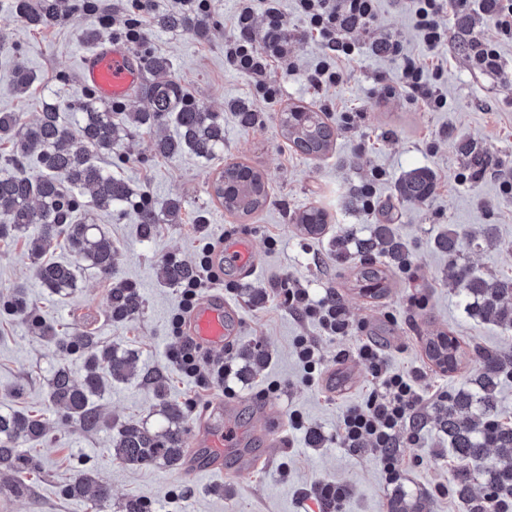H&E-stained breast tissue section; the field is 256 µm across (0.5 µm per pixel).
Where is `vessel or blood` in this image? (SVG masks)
<instances>
[{
	"mask_svg": "<svg viewBox=\"0 0 512 512\" xmlns=\"http://www.w3.org/2000/svg\"><path fill=\"white\" fill-rule=\"evenodd\" d=\"M142 76L134 51L116 39L100 42L81 58L82 86L106 102L131 98ZM232 317L233 311L223 298L211 297L198 303L186 323V332L197 344L221 349L232 337Z\"/></svg>",
	"mask_w": 512,
	"mask_h": 512,
	"instance_id": "vessel-or-blood-1",
	"label": "vessel or blood"
}]
</instances>
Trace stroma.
<instances>
[{
	"label": "stroma",
	"instance_id": "stroma-1",
	"mask_svg": "<svg viewBox=\"0 0 512 512\" xmlns=\"http://www.w3.org/2000/svg\"><path fill=\"white\" fill-rule=\"evenodd\" d=\"M98 15L76 13L46 30L25 26L11 7L0 0V39L17 44L19 55L0 53V112L22 113L32 122L42 100L66 104L79 94V64L89 46L85 29L125 17L129 0H104ZM208 28L204 33L172 32L147 27L151 52L171 60V78L210 111L224 118V151L211 160L186 153L174 159L155 154L153 137L139 133L109 162L113 174L147 190L156 207L168 199L186 203L182 220L160 225L152 243L141 242L133 213L93 211L89 222L101 225L117 249L114 271L103 276L82 267L75 290L56 295L43 288L34 274L27 250L19 244L0 243V298L14 285L27 288L31 317L0 315V411L33 412L44 416L47 432L25 442L28 466L24 476L0 466V512H121L122 504L136 498L153 512H319L312 488L333 482L346 491L345 512H391L397 491L416 495L422 512H466L454 493L440 495L437 484L452 485L457 462L446 439L430 418L442 405V392L463 387L478 367L479 351L512 354V327L470 316L463 295L448 284L453 260L468 263L485 274L512 276V197L504 195L501 178L512 174V81L475 74L465 55L462 23L447 17L455 40L449 44L448 109L432 112L396 98L372 101L373 79L391 73L394 62L371 57L351 65V77L342 87L316 91L306 80L320 55L319 44L304 38L294 48L293 71L272 68L268 83L277 85L278 102L265 103L251 78L224 62V43L235 30L229 17L233 0H209ZM379 33L398 34L407 51L418 49L409 0H380ZM35 75L26 95L12 86L16 62ZM243 105L258 112L262 122L243 127L235 113ZM321 110L335 135L329 152L309 157L282 136L280 115L291 106ZM363 107L358 125L346 128L343 111ZM483 152L486 166L477 179L458 184L457 174L470 165L463 145ZM242 162L260 171L268 184L262 210L237 217L216 201L212 185L225 165ZM381 168L385 180L376 185L385 213L363 211L354 198L356 187ZM413 168L431 170L435 189L425 202L399 199L396 185ZM324 209L328 224L321 235L301 231L296 217L310 207ZM386 223L405 241L410 257L405 267L392 270L383 295L370 296L355 274L360 265L357 240L370 235L374 225ZM492 225L494 237L482 230ZM465 236L459 258L437 249L436 239L448 228ZM234 236L254 247L258 270L241 278L239 271L222 275L214 285L236 313V331L223 354L233 364L230 380L236 394L231 423L240 433L239 446L223 459L221 471L199 468L200 452L190 453L185 469L157 463L149 467L124 464L109 452L118 427L137 421L159 428L155 390L182 403L185 441H193L199 425L209 422L210 405L223 398L214 384L201 387L182 375L168 358L178 341L169 321L179 311L178 287L161 284L160 261L175 258L196 264L204 242L224 245ZM133 283L144 299L140 314L130 322L111 321L106 298L112 280ZM310 288L315 296L333 292L344 304L358 329L344 338L325 336L318 324L304 320L285 306L278 290L284 280ZM56 326L60 334L80 328L91 331L101 344L138 358L139 377L113 382L96 398L106 425L84 427L52 405L48 379L55 366L81 376L80 356L39 336L32 318ZM457 337L466 352L461 368L446 373L425 355L426 338ZM307 336L323 353L321 370L307 381L294 342ZM375 343L389 369L418 374L426 396L419 414L428 416L416 425V443H401L399 452L409 460L401 487L388 485L370 450H351L342 441L343 417L360 402L371 377L357 357L361 341ZM261 349L266 363L246 362L243 353ZM277 406L281 420L277 442L261 431L267 406ZM303 419L291 427V415ZM323 437L320 446L308 442L310 431ZM253 458L257 469L237 472L240 456ZM87 474L105 483L111 498L103 508L65 495L64 488Z\"/></svg>",
	"mask_w": 512,
	"mask_h": 512
}]
</instances>
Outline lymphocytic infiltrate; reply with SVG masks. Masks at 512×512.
Instances as JSON below:
<instances>
[{"mask_svg":"<svg viewBox=\"0 0 512 512\" xmlns=\"http://www.w3.org/2000/svg\"><path fill=\"white\" fill-rule=\"evenodd\" d=\"M262 2L265 22L254 29L255 2ZM295 8L304 21L303 34L322 47L320 60L308 73L312 87L327 91L341 86L350 77L349 65L364 49L398 61L394 74H377L371 90L373 98L387 100L404 96L409 101L439 112L448 105L444 91L448 60L443 49L448 44L449 29L445 16L482 18L489 20L496 36L487 39L470 37L465 46L471 67L491 78H506L512 71V61L499 50L501 42L512 41V0H411L414 27L421 50L408 53L402 40L393 35L374 37L379 12L378 0H294ZM237 34L224 44V61L234 70L252 78L262 100L275 102L280 97L277 86L265 82L266 73L276 66H291V36L288 34L278 7V0H237L233 18ZM215 247H202L196 274L180 286L182 311L171 320V333L179 337V346L170 359L188 376H197L202 361V348L185 336L187 313L192 312L204 288L219 281L212 254ZM289 309L301 317L318 323L324 335L342 338L352 327L343 303L337 295L313 297L309 289L293 284L283 291ZM357 355L372 378V387L364 400L350 407L344 420L342 435L349 447L369 442L385 473L387 483H398L407 470L399 455L401 442H415L416 432L407 431L414 410L423 400L417 374L390 371L381 350L372 342L361 344Z\"/></svg>","mask_w":512,"mask_h":512,"instance_id":"lymphocytic-infiltrate-1","label":"lymphocytic infiltrate"}]
</instances>
